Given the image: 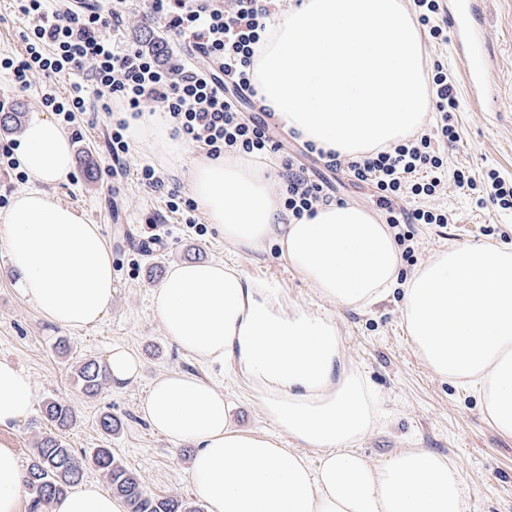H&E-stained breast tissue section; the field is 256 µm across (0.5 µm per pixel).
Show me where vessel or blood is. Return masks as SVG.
<instances>
[{"label": "vessel or blood", "mask_w": 512, "mask_h": 512, "mask_svg": "<svg viewBox=\"0 0 512 512\" xmlns=\"http://www.w3.org/2000/svg\"><path fill=\"white\" fill-rule=\"evenodd\" d=\"M482 0H447L453 43L473 101L494 109L498 98L491 80L494 53L482 19Z\"/></svg>", "instance_id": "1"}]
</instances>
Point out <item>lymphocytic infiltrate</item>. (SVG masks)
I'll return each instance as SVG.
<instances>
[{
  "label": "lymphocytic infiltrate",
  "instance_id": "obj_1",
  "mask_svg": "<svg viewBox=\"0 0 512 512\" xmlns=\"http://www.w3.org/2000/svg\"><path fill=\"white\" fill-rule=\"evenodd\" d=\"M126 2L98 0L91 6L85 0H11L14 11L29 20L22 33L25 49L0 56V77L15 91H26L34 75L44 77L40 107L62 125L72 126L88 111L102 114L113 168L124 167L130 154V118L153 103L166 114L173 136L210 157L282 159V204L289 217L313 215L315 207L335 200L325 183L308 173L302 156L316 157L328 169L370 185L374 205L396 228L395 238L408 255L414 251L410 225L448 223L447 211L429 204L448 186L512 212V180L493 169L478 174L448 168L442 147L461 137L454 119L459 99L456 81L441 62H434L428 75L436 114L432 126L355 160L310 142L303 143L301 155L286 156L274 139L280 121L263 108L250 75L255 48L281 0H150L151 18L199 52L196 60L180 64L123 38L119 26ZM60 78L68 79L67 91L58 90ZM137 177L147 187L166 188L169 211L195 234H206L195 201L167 188L162 171L143 164Z\"/></svg>",
  "mask_w": 512,
  "mask_h": 512
}]
</instances>
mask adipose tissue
<instances>
[{"label":"adipose tissue","mask_w":512,"mask_h":512,"mask_svg":"<svg viewBox=\"0 0 512 512\" xmlns=\"http://www.w3.org/2000/svg\"><path fill=\"white\" fill-rule=\"evenodd\" d=\"M130 138L154 150L189 190L225 243L251 253L279 241L288 265L338 308L366 311L400 289L402 322L432 372L473 389L498 430L512 436V246L456 244L400 279L388 225L355 204L317 207L282 221L269 165L189 155L164 115L131 120ZM17 155L40 181L15 196L0 221L22 295L49 322L76 330L99 322L115 292L112 251L98 225L51 192L74 166L71 141L48 115L24 128ZM167 336L206 362L238 358L273 386L262 400L276 434L237 430L222 391L189 373L156 378L141 410L169 439L191 442L190 477L207 512H464L459 465L424 448L373 462L358 443L380 422L373 388L341 356L332 317L283 316L257 300L240 270L221 262L173 268L153 297ZM35 399L30 379L0 360V430L12 429ZM319 449L317 459L282 445ZM25 482L0 443V512H20ZM53 512H125L94 482L73 485Z\"/></svg>","instance_id":"1"}]
</instances>
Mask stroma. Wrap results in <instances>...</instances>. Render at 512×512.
<instances>
[{
	"label": "stroma",
	"instance_id": "stroma-1",
	"mask_svg": "<svg viewBox=\"0 0 512 512\" xmlns=\"http://www.w3.org/2000/svg\"><path fill=\"white\" fill-rule=\"evenodd\" d=\"M484 17L496 53L491 78L498 89L497 109L484 111L461 96L455 115L461 139L446 147L448 167L494 169L512 178V0H486ZM74 129L71 178L53 193L100 226L112 247L117 288L96 325L76 331L57 326L21 295L10 271L7 246L0 240V360L11 361L27 374L35 390L31 412L6 434L20 464H27L40 435L44 402L61 400L77 415L63 435L69 447L79 451L109 444L114 455L138 474L145 491L197 502L189 474L193 445L174 443L152 429L141 411L153 381L170 372L190 373L221 389L231 404L232 427L275 433L258 392L237 366L208 364L184 352L166 336L154 311L155 290L173 266L216 261L235 266L256 285L275 290L281 308L297 307L334 318L344 362L369 381L383 415L381 424L359 443L360 453L373 461L404 448L447 455L462 469L465 512H512V437L496 431L475 395L440 379L417 357L402 325L400 291L367 311L340 309L320 298L287 266L278 244L259 254L243 253L225 244L223 233L212 224L201 237L180 234L155 239L149 226L156 217L173 225L179 217L167 211L161 193L136 177L137 163L153 162V155L134 146L132 159L107 182L100 177L107 162L103 122L85 114ZM308 169L342 202L370 207V187L318 162ZM439 203L451 214L452 223L413 225L415 257L402 262L401 278H408L419 263L452 244L512 245V214L487 202L477 203L474 196L453 186ZM61 339L66 340L68 352L57 349ZM115 345L138 356L139 378L120 386L105 385L98 396L87 397L75 375L79 362L106 360ZM105 413L122 422L119 433L108 441L97 426Z\"/></svg>",
	"mask_w": 512,
	"mask_h": 512
}]
</instances>
